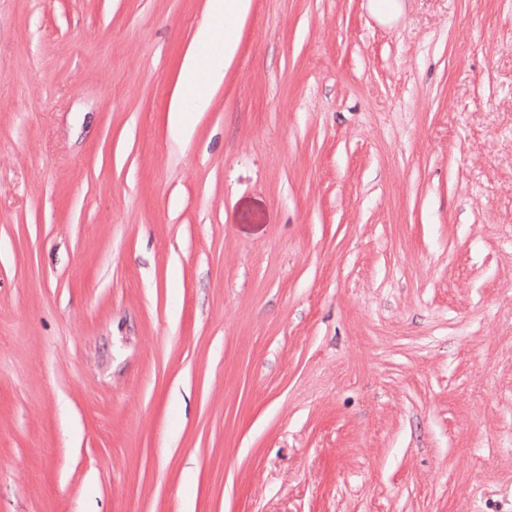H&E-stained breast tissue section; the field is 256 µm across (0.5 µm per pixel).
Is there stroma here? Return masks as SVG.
<instances>
[{"label": "stroma", "mask_w": 512, "mask_h": 512, "mask_svg": "<svg viewBox=\"0 0 512 512\" xmlns=\"http://www.w3.org/2000/svg\"><path fill=\"white\" fill-rule=\"evenodd\" d=\"M0 0V512H512V0ZM248 8L249 0L209 1L211 23L200 29L197 35L198 45L210 46L213 49L208 58V87L221 82L224 62L231 58L234 52L233 31L224 26V21H237L247 13ZM197 68L196 56L190 53L186 65L187 78L182 84L177 93L173 96L169 110V124L172 129L176 131H185L186 125V114L183 108L182 102L188 96L194 97L197 104L205 105L208 101V92L205 88L196 89L194 86L193 79L191 78L192 73Z\"/></svg>", "instance_id": "35a3bbf8"}]
</instances>
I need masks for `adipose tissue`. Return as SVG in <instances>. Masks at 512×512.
<instances>
[{
	"label": "adipose tissue",
	"mask_w": 512,
	"mask_h": 512,
	"mask_svg": "<svg viewBox=\"0 0 512 512\" xmlns=\"http://www.w3.org/2000/svg\"><path fill=\"white\" fill-rule=\"evenodd\" d=\"M248 8L249 0H209L211 22L200 29L197 35L198 45L212 49L208 58L209 85L221 82L224 63L234 52L233 33L226 28V21L240 19L247 13Z\"/></svg>",
	"instance_id": "adipose-tissue-1"
}]
</instances>
